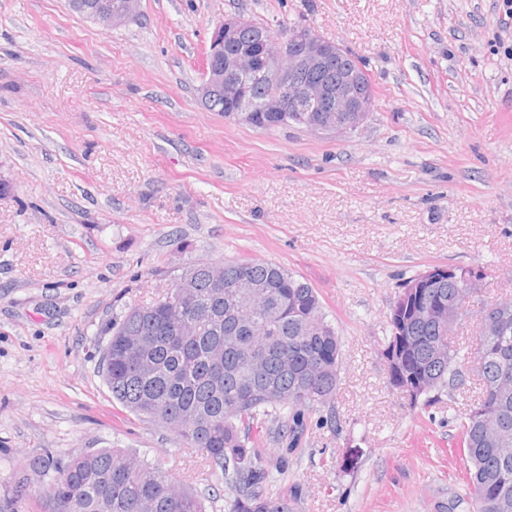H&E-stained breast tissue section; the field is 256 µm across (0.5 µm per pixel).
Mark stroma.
<instances>
[{
    "mask_svg": "<svg viewBox=\"0 0 512 512\" xmlns=\"http://www.w3.org/2000/svg\"><path fill=\"white\" fill-rule=\"evenodd\" d=\"M311 26L374 87L334 139L208 110L200 60L225 16ZM0 501L46 512L30 463L126 448L224 512L200 451L122 410L102 330L204 261L277 262L316 288L342 340L333 408L297 445L254 431L300 512H440L467 497L454 414L387 383L389 312L435 265L512 296V19L501 0H140L105 30L67 0H0ZM361 449L356 466L349 449Z\"/></svg>",
    "mask_w": 512,
    "mask_h": 512,
    "instance_id": "stroma-1",
    "label": "stroma"
}]
</instances>
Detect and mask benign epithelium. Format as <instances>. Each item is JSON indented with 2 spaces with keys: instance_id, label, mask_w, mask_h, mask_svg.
<instances>
[{
  "instance_id": "obj_1",
  "label": "benign epithelium",
  "mask_w": 512,
  "mask_h": 512,
  "mask_svg": "<svg viewBox=\"0 0 512 512\" xmlns=\"http://www.w3.org/2000/svg\"><path fill=\"white\" fill-rule=\"evenodd\" d=\"M139 0H100L90 12L104 29L126 24L138 14ZM347 51L314 29L293 24L275 37L243 15L224 18L214 28L202 64V102L212 107L224 97V115L263 127L259 112H289L298 127L330 137L356 132L365 124L374 99L372 83L358 64L342 65ZM454 273L431 268L409 284L405 293L425 282ZM237 310L256 303L258 284L238 279Z\"/></svg>"
}]
</instances>
